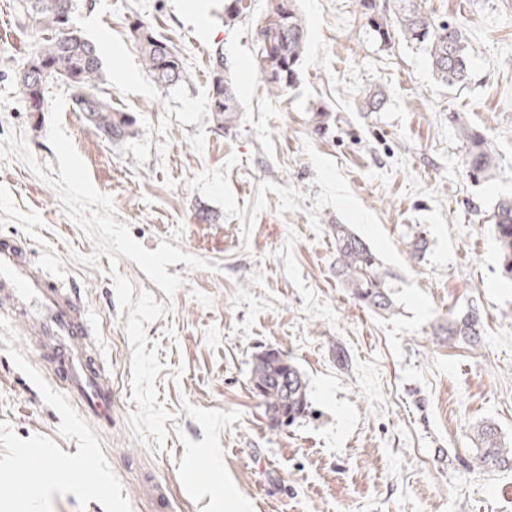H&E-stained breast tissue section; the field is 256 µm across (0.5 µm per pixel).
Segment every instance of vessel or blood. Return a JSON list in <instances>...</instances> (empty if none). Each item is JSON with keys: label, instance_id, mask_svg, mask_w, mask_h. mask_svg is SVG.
<instances>
[{"label": "vessel or blood", "instance_id": "1", "mask_svg": "<svg viewBox=\"0 0 512 512\" xmlns=\"http://www.w3.org/2000/svg\"><path fill=\"white\" fill-rule=\"evenodd\" d=\"M0 312L23 325L30 343L85 421H112V381L92 344L94 328L75 290L61 285L17 240L0 238Z\"/></svg>", "mask_w": 512, "mask_h": 512}]
</instances>
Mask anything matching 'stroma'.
Listing matches in <instances>:
<instances>
[{
	"label": "stroma",
	"instance_id": "obj_1",
	"mask_svg": "<svg viewBox=\"0 0 512 512\" xmlns=\"http://www.w3.org/2000/svg\"><path fill=\"white\" fill-rule=\"evenodd\" d=\"M16 4L0 0V139L24 135L43 173L0 156V236L81 290L115 395L111 428L95 434L132 512H155L150 479L168 486V512H227L228 494L247 512H512V466H482L473 445L485 421L512 440V282L489 220L512 195V0H427L468 37L469 76L454 87L418 45L381 43L356 0H297L308 39L278 96L260 71L266 0L231 25L224 0H200L201 22L189 0H77L75 25L103 47L99 92L136 133L112 145L69 105L65 131L135 240L209 263L167 265L185 279L170 298L119 260L133 286L172 308L146 327L163 366L157 400L173 414L161 452L128 425L132 348L110 261L78 262L93 244L48 184L59 176L50 114L27 111L17 93L37 31ZM139 20L181 56L182 81L162 87L146 72L130 33ZM217 51L240 107L229 128L208 110ZM117 59L134 79L114 76ZM369 94L379 105L366 112ZM460 120L491 144L485 180L463 164ZM334 224L351 225L394 273V313L359 305L339 283ZM417 236L419 262L407 252ZM467 310L483 323L478 345L436 335L442 317ZM4 348L0 423L77 453ZM270 348L288 352L309 387V412L277 434L250 390L253 359Z\"/></svg>",
	"mask_w": 512,
	"mask_h": 512
}]
</instances>
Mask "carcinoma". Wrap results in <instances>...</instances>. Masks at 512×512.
I'll list each match as a JSON object with an SVG mask.
<instances>
[{
	"mask_svg": "<svg viewBox=\"0 0 512 512\" xmlns=\"http://www.w3.org/2000/svg\"><path fill=\"white\" fill-rule=\"evenodd\" d=\"M76 0H19L18 10L38 27L41 37L33 45L24 70L17 77L19 94L29 106L40 99L46 102L47 81L37 82L47 68H63L73 79L68 82L75 111L84 114L88 124L105 139L117 144L134 134L135 121L105 98L94 95L102 80L100 48L72 27ZM396 27L371 19V30L387 42L399 37L416 43L426 51L430 66L444 83L465 81L470 70L468 39L463 27L437 21L426 8V0H392ZM250 11V0H224V16L235 22ZM132 32L139 45L143 66L163 87L183 79L182 61L168 41L157 35L153 26L139 21ZM308 30L296 0H267L264 26L260 31L261 74L268 91L280 95L288 90L296 76L305 49ZM211 93L219 96L218 107L208 111L221 127L234 124L239 112L236 90L224 75V56L210 59ZM466 143L464 163L475 179L486 177L494 166V155L486 137L465 124L459 125ZM502 260V275L512 281V199L495 204L492 215ZM336 250V278L352 299L376 313L394 311L393 274L383 266L368 243L346 224L331 225ZM483 325L473 311L450 314L438 325L436 335L450 341L476 345L482 339ZM250 383L264 407L268 428L279 432L293 425L309 408L308 387L303 373L284 351L262 352L252 363ZM477 459L500 467L512 465V446L504 440L495 423L483 422L475 431Z\"/></svg>",
	"mask_w": 512,
	"mask_h": 512,
	"instance_id": "cac0c4a2",
	"label": "carcinoma"
}]
</instances>
